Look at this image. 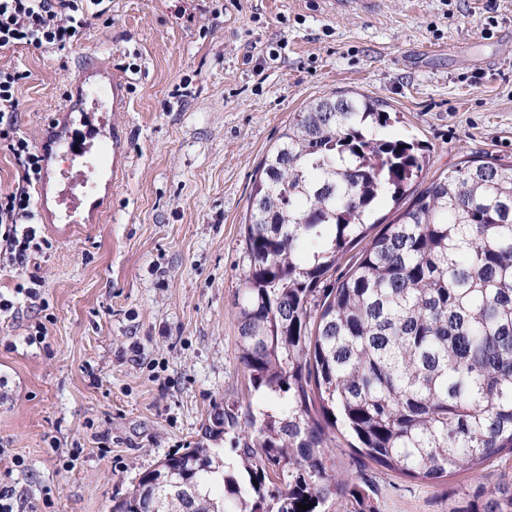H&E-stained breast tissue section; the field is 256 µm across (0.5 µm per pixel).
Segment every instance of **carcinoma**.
Returning a JSON list of instances; mask_svg holds the SVG:
<instances>
[{
	"label": "carcinoma",
	"instance_id": "1",
	"mask_svg": "<svg viewBox=\"0 0 512 512\" xmlns=\"http://www.w3.org/2000/svg\"><path fill=\"white\" fill-rule=\"evenodd\" d=\"M389 120L336 93L285 126L253 182L235 299L240 363L273 408L214 413L114 512H374L336 473L340 429L432 483L512 457V160L471 156L427 182L426 147L385 137ZM448 512H512V479L482 475Z\"/></svg>",
	"mask_w": 512,
	"mask_h": 512
}]
</instances>
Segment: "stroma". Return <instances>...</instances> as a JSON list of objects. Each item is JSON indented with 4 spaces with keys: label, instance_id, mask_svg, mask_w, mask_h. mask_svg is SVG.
I'll use <instances>...</instances> for the list:
<instances>
[{
    "label": "stroma",
    "instance_id": "35a3bbf8",
    "mask_svg": "<svg viewBox=\"0 0 512 512\" xmlns=\"http://www.w3.org/2000/svg\"><path fill=\"white\" fill-rule=\"evenodd\" d=\"M71 48L0 51L27 70L20 132L41 143L90 70L123 73L110 112L131 139L93 222L38 203L28 271L0 257V294L28 272L41 301L0 314V474L20 512H112L140 476L242 404L235 296L250 261L254 174L304 104L332 92L384 100L393 138L430 149L435 177L464 158L512 160V0H112ZM45 338L28 344L35 323ZM24 459L19 470L15 459ZM379 488L376 512H448L469 473L430 484L336 451Z\"/></svg>",
    "mask_w": 512,
    "mask_h": 512
}]
</instances>
